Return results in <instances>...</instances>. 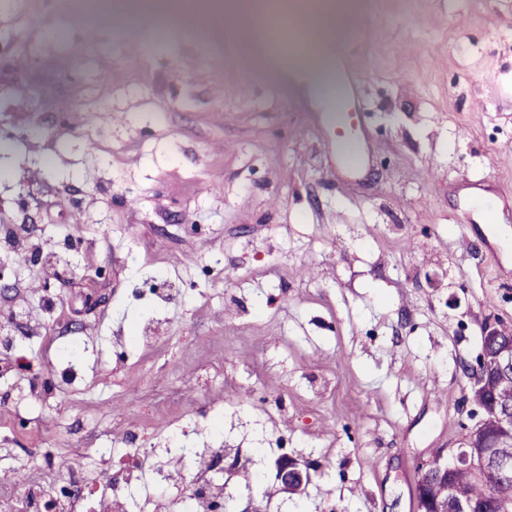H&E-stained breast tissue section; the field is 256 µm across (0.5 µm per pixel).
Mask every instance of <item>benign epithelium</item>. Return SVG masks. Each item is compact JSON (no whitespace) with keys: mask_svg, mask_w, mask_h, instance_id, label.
I'll return each instance as SVG.
<instances>
[{"mask_svg":"<svg viewBox=\"0 0 512 512\" xmlns=\"http://www.w3.org/2000/svg\"><path fill=\"white\" fill-rule=\"evenodd\" d=\"M469 374L482 386L488 382L512 379V339L503 338L498 326L487 324L481 334V345ZM471 416L478 421L470 427L469 439L459 444L451 459L437 455L419 469L416 490L420 512H448V499L453 491L448 472L469 469L477 473L495 469L504 476H512V399L494 396L483 401L471 400ZM277 492L297 495L306 490L311 481L309 466L298 460L281 456L276 461ZM456 512H504L505 507L496 502L477 504L458 500Z\"/></svg>","mask_w":512,"mask_h":512,"instance_id":"7a95c632","label":"benign epithelium"}]
</instances>
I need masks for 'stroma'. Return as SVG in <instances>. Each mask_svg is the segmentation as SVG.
<instances>
[{
    "mask_svg": "<svg viewBox=\"0 0 512 512\" xmlns=\"http://www.w3.org/2000/svg\"><path fill=\"white\" fill-rule=\"evenodd\" d=\"M16 34L37 60L0 56V223L27 192L22 231L44 251L84 238L55 278L31 255L0 330L45 365L37 398L0 377V486L37 448L167 452L172 401L208 400L238 448L225 494L259 512H418V468L470 423L467 368L485 324L512 322V0H376L341 45L361 85L365 164L335 159L337 115L313 82H291L225 30L223 57L189 45L149 58L138 39L27 0ZM67 109L26 128L37 96ZM27 317L7 322L11 308ZM165 316L158 355L116 336ZM207 415L186 412L187 434ZM310 468L303 496L278 493L282 455Z\"/></svg>",
    "mask_w": 512,
    "mask_h": 512,
    "instance_id": "1",
    "label": "stroma"
}]
</instances>
